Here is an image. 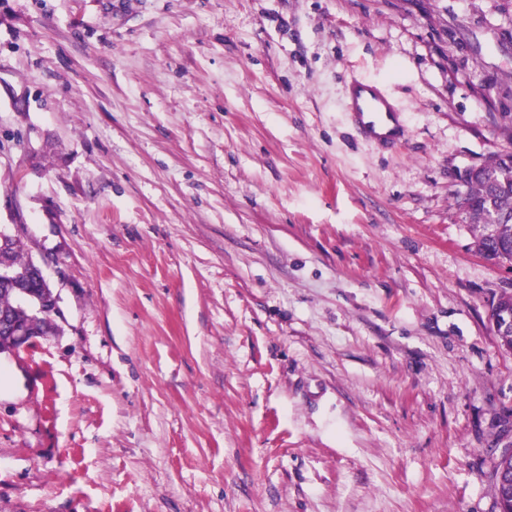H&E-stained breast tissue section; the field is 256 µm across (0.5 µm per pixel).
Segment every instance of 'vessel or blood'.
<instances>
[{
	"label": "vessel or blood",
	"mask_w": 512,
	"mask_h": 512,
	"mask_svg": "<svg viewBox=\"0 0 512 512\" xmlns=\"http://www.w3.org/2000/svg\"><path fill=\"white\" fill-rule=\"evenodd\" d=\"M345 107L353 124L366 139L385 148L396 147L404 140L401 110L380 84L352 80L346 88Z\"/></svg>",
	"instance_id": "1"
}]
</instances>
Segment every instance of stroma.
I'll list each match as a JSON object with an SVG mask.
<instances>
[{"instance_id": "1", "label": "stroma", "mask_w": 512, "mask_h": 512, "mask_svg": "<svg viewBox=\"0 0 512 512\" xmlns=\"http://www.w3.org/2000/svg\"><path fill=\"white\" fill-rule=\"evenodd\" d=\"M509 110L512 0H0V231L60 310L0 512H498L512 263L455 174ZM345 107L357 130L366 139L394 148L405 138L401 109L378 83L354 79L345 92Z\"/></svg>"}]
</instances>
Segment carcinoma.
<instances>
[{"label": "carcinoma", "instance_id": "1", "mask_svg": "<svg viewBox=\"0 0 512 512\" xmlns=\"http://www.w3.org/2000/svg\"><path fill=\"white\" fill-rule=\"evenodd\" d=\"M466 187L465 213L478 228L474 237L476 251L486 260L512 262V153L497 154L479 166L474 177H461ZM23 243L18 238L5 237L0 244V256L7 258L21 276L31 275V262L22 260ZM0 312L7 313L20 324L37 330L41 321L31 317L22 297L0 285Z\"/></svg>", "mask_w": 512, "mask_h": 512}]
</instances>
